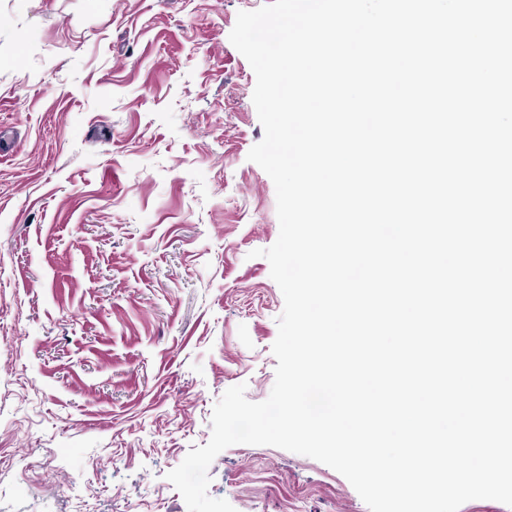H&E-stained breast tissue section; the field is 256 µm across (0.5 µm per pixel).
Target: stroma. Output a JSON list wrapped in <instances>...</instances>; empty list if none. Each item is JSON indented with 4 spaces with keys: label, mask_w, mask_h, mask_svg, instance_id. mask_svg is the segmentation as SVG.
Segmentation results:
<instances>
[{
    "label": "stroma",
    "mask_w": 512,
    "mask_h": 512,
    "mask_svg": "<svg viewBox=\"0 0 512 512\" xmlns=\"http://www.w3.org/2000/svg\"><path fill=\"white\" fill-rule=\"evenodd\" d=\"M265 2L0 0V512H187L216 402L268 398L276 191L229 39ZM209 475L236 512H369L274 446Z\"/></svg>",
    "instance_id": "1"
}]
</instances>
